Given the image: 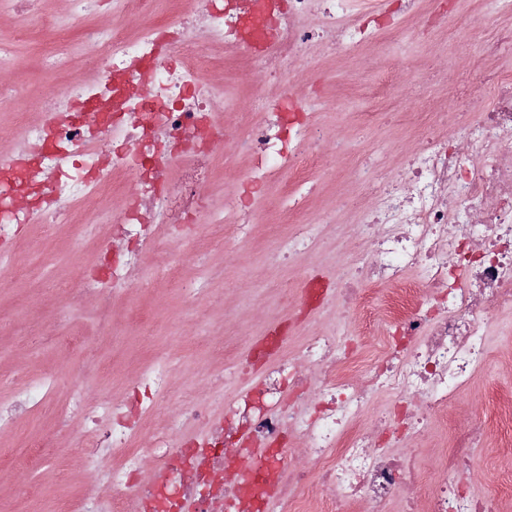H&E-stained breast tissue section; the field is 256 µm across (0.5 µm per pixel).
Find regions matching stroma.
<instances>
[{
  "instance_id": "35a3bbf8",
  "label": "stroma",
  "mask_w": 512,
  "mask_h": 512,
  "mask_svg": "<svg viewBox=\"0 0 512 512\" xmlns=\"http://www.w3.org/2000/svg\"><path fill=\"white\" fill-rule=\"evenodd\" d=\"M475 11L486 32L511 19L499 12V0H427L419 21L404 27L397 41L368 46L370 69L349 54L329 55L321 46H311L296 68L303 84L305 110L315 124L314 136L332 144L336 137L350 141L353 152L335 168L315 171L311 177L318 191L311 202L313 213L336 214L333 224L314 225L324 249L309 255L300 266L287 267L279 256L277 239L281 229L276 215L256 216L253 244L240 249L238 227L224 226V244L200 250L199 239L211 220L202 212L196 223L185 225L179 234L180 257L205 256L218 278L207 294L187 304L178 287L162 277L151 257H144L126 291L112 304V333L97 331L96 305L92 299L75 297L64 284L76 276L93 277L103 256L125 247L111 225L102 223L104 206L87 205L90 222L96 223L95 236L82 238L77 229L58 226L47 234L39 224L19 226L15 234L0 241V251L8 253L17 276L0 284V403L9 401L18 382L54 377L51 404L23 420L16 429L0 432V512H55L68 491V472L83 474L85 495L100 500L108 493L93 470L84 469L79 455H72L68 471L55 461L32 468L30 462L15 458L13 450L43 432L52 430L54 406L69 400L73 391L86 397L112 399L125 396L128 383L140 362L161 355L171 360V373L177 384L202 386V395L215 405L233 400L234 385L214 378L220 359L213 343L236 340L240 352L274 327H282L286 345L292 346L317 330H333L340 336L357 337L373 346L383 331L382 324L366 322L360 313H341L334 300L336 276L329 259L336 252L355 251L365 243L353 234L349 216L362 206L355 173L370 163L385 166L413 147L410 128L387 124H365L359 117L379 111L376 100L362 96L356 86L368 79L371 69L380 68L386 56H400L411 66L410 78L437 97L444 96L458 59L481 66L478 46L457 27L458 8ZM51 10L67 32L66 40L42 30H33L23 41H16L11 20L0 22V43L13 44L17 61L8 72V82L17 92L12 107L0 109V125L11 123L14 113L29 111L33 102L46 92H63L67 84L81 77L84 47L79 40L80 22L71 19L62 0H52ZM67 51L72 62L68 71L47 70V55ZM249 161L232 151L215 158L213 176L206 187L208 197L223 192L246 190ZM69 312L67 321L56 319L57 312ZM84 336V353L99 359L104 368L98 374L79 375L75 367L81 354L70 350L61 339ZM512 399V313L504 314L490 336L489 362L472 387L448 409L429 433L418 453L423 478H431L437 458L450 447L455 430L480 422L497 402ZM474 462L460 471L458 478L481 495L498 498L500 512H512V493L500 488L512 476V446H502L497 429L487 431L481 446L473 448Z\"/></svg>"
}]
</instances>
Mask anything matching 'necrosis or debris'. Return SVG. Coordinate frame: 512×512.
<instances>
[{"label":"necrosis or debris","instance_id":"obj_1","mask_svg":"<svg viewBox=\"0 0 512 512\" xmlns=\"http://www.w3.org/2000/svg\"><path fill=\"white\" fill-rule=\"evenodd\" d=\"M349 0H325L321 23L309 25L311 0H171L172 16L156 19L150 0H115L109 23L83 31L87 74L67 93L41 97L35 120L18 128L28 167L0 176V237L21 224H73L84 205L111 202L109 221L131 241L99 278H75L73 293L97 300L101 330L112 326V303L130 283L143 254L173 279L183 296L206 292L211 268L185 277L155 223L181 224L202 204L212 161L228 136L217 115V85L204 72L249 58L252 95L268 78L292 73L305 49L331 35L336 51L354 53L377 39L350 15ZM482 48L484 68L455 69L452 100L469 99L447 137L434 128L443 101L425 99L422 112L402 113L416 133L411 156L392 176L359 170L370 200L357 224L370 254H355L336 272V295L385 323L376 345L363 349L350 337L316 332L291 354L282 336L266 338L262 376L225 410L188 387L175 389L168 362L142 363L130 381L132 399L87 403L74 393L61 409V428L72 410L88 426L72 440L86 464L110 488L92 502L73 495L59 512H224L236 497L238 512H496L493 499L463 490L457 478L469 451L487 430L457 432L438 460L442 478L420 481L414 442L447 415L487 365V336L512 312V29L487 36L472 17L459 21ZM145 76V84L134 81ZM305 116L273 105L265 121L248 108L238 113L235 148L256 158L248 181L258 197L281 183L288 208V254L319 251L320 240L301 219V191L312 171L334 163L344 147L312 142ZM253 210L225 195L203 242L223 241L224 218L238 217L241 242L252 240ZM53 394L44 375L0 406V429L18 425ZM382 409H374L376 396ZM175 413L162 425L163 409ZM303 439L306 459L288 461V438ZM253 451L260 465L247 477H228L226 448ZM318 494H311V486Z\"/></svg>","mask_w":512,"mask_h":512}]
</instances>
